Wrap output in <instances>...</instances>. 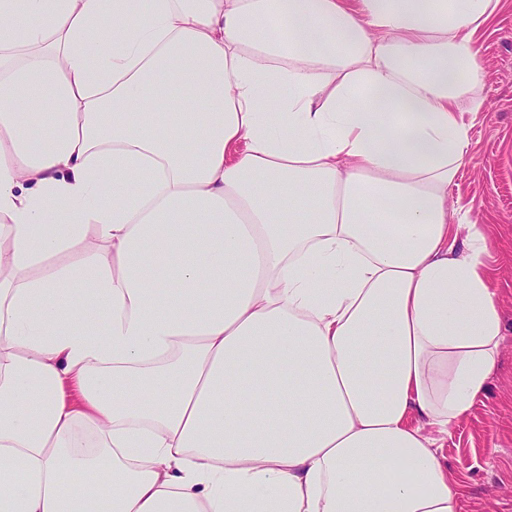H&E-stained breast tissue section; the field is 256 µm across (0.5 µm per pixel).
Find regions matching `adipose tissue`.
Returning <instances> with one entry per match:
<instances>
[{"label": "adipose tissue", "mask_w": 512, "mask_h": 512, "mask_svg": "<svg viewBox=\"0 0 512 512\" xmlns=\"http://www.w3.org/2000/svg\"><path fill=\"white\" fill-rule=\"evenodd\" d=\"M498 6L0 0V512H463Z\"/></svg>", "instance_id": "obj_1"}]
</instances>
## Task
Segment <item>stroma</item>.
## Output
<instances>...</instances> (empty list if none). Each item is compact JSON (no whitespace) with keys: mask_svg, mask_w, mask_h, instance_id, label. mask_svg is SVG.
Returning a JSON list of instances; mask_svg holds the SVG:
<instances>
[{"mask_svg":"<svg viewBox=\"0 0 512 512\" xmlns=\"http://www.w3.org/2000/svg\"><path fill=\"white\" fill-rule=\"evenodd\" d=\"M477 49L485 108L470 129L469 161L450 198L486 236L503 343L482 401L453 429L442 454L466 489V512H512V0H500Z\"/></svg>","mask_w":512,"mask_h":512,"instance_id":"stroma-1","label":"stroma"}]
</instances>
